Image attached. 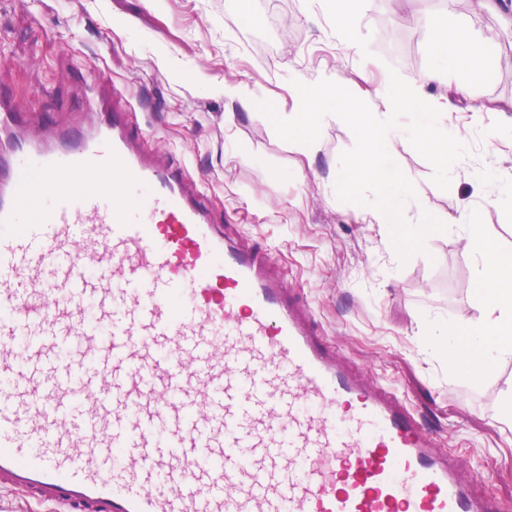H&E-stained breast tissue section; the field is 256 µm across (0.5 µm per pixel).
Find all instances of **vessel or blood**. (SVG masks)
Returning a JSON list of instances; mask_svg holds the SVG:
<instances>
[{
	"label": "vessel or blood",
	"mask_w": 512,
	"mask_h": 512,
	"mask_svg": "<svg viewBox=\"0 0 512 512\" xmlns=\"http://www.w3.org/2000/svg\"><path fill=\"white\" fill-rule=\"evenodd\" d=\"M84 109L43 141L0 93L1 484L66 512H507L141 149L123 90Z\"/></svg>",
	"instance_id": "1"
}]
</instances>
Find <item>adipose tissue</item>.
<instances>
[{
    "label": "adipose tissue",
    "mask_w": 512,
    "mask_h": 512,
    "mask_svg": "<svg viewBox=\"0 0 512 512\" xmlns=\"http://www.w3.org/2000/svg\"><path fill=\"white\" fill-rule=\"evenodd\" d=\"M455 221L465 225V245L481 260L479 287L484 317L476 324L459 321L444 334L438 333L434 321H427L426 326L435 332V350L449 370L464 372L468 381L476 383L504 356L512 354V265L499 260L494 243L469 210L460 211Z\"/></svg>",
    "instance_id": "obj_1"
}]
</instances>
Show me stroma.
<instances>
[{"instance_id": "obj_1", "label": "stroma", "mask_w": 512, "mask_h": 512, "mask_svg": "<svg viewBox=\"0 0 512 512\" xmlns=\"http://www.w3.org/2000/svg\"><path fill=\"white\" fill-rule=\"evenodd\" d=\"M436 13L465 23L492 49L494 76L467 94L455 93L454 75L429 87L431 100L450 101L443 121L467 153L444 191L431 163L410 143H396L392 158L417 191L409 215L447 221L469 209L498 252L512 255V201H491L476 180L512 167V114L497 110L512 102V0H493L479 13L452 0H398L394 8L370 0L359 53L340 47L326 0H0V89L29 106L28 129L47 137L87 122L73 73L123 88L130 123L147 133L144 150L188 161L233 231L274 256L327 344L368 381L395 389L440 452L465 470L491 473L480 492L512 502V430L499 420L512 357L471 384L449 373L420 321L475 324L484 316L480 261L463 246L464 228L450 224L400 260L388 225L368 222L370 207L337 197L340 154L355 144L342 120L324 119L322 149L310 156L282 140L267 117L240 111L225 124L228 106L211 91L239 80L287 109L295 70L346 87L359 71L384 85L393 66L414 79L427 68ZM161 55L171 68H159ZM478 104L483 112H475Z\"/></svg>"}]
</instances>
